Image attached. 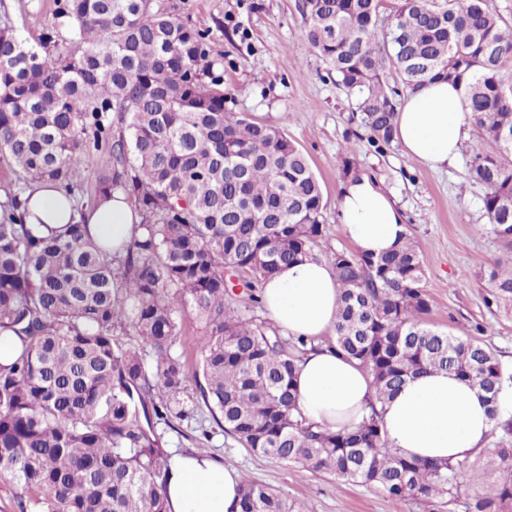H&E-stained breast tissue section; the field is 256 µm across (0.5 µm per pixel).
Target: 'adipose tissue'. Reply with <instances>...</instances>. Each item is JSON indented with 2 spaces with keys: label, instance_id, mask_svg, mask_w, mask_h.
Returning a JSON list of instances; mask_svg holds the SVG:
<instances>
[{
  "label": "adipose tissue",
  "instance_id": "ef3b65f1",
  "mask_svg": "<svg viewBox=\"0 0 512 512\" xmlns=\"http://www.w3.org/2000/svg\"><path fill=\"white\" fill-rule=\"evenodd\" d=\"M462 86L434 80L408 92L396 119V137L407 156L433 169L457 162L469 137ZM23 218L35 226L62 228L85 224L110 241L113 249L128 243L139 214L123 193L79 212L65 194L45 182L26 194ZM339 222L355 250L380 255L407 234L406 218L370 176L360 173L340 188ZM269 318L288 336L315 339L298 365L295 386L302 415L336 431L358 425L375 390L356 361L321 344L332 330L340 288L331 266L307 260L281 267L263 283ZM496 417L484 395L456 376L432 371L409 379L382 410V434L401 454L427 462L460 460L484 448ZM241 475L201 452L175 453L165 480L168 512H239Z\"/></svg>",
  "mask_w": 512,
  "mask_h": 512
}]
</instances>
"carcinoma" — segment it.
<instances>
[{
    "instance_id": "cac0c4a2",
    "label": "carcinoma",
    "mask_w": 512,
    "mask_h": 512,
    "mask_svg": "<svg viewBox=\"0 0 512 512\" xmlns=\"http://www.w3.org/2000/svg\"><path fill=\"white\" fill-rule=\"evenodd\" d=\"M70 46L48 29L32 45L0 27V334L20 346L0 365V476L21 512H166L169 455L153 425L190 417L187 375L172 348L191 306L206 335L193 343L204 402L224 433L252 453L384 492L395 508L455 499L465 462L427 463L387 446L377 412L353 429L303 418L293 380L308 342L226 309L224 268L256 284L281 265L324 259L340 284L328 344L358 362L381 404L406 380L455 373L484 393L492 416L512 373L470 336L430 327L424 260L406 236L390 252L319 251L322 191L305 154L279 129L225 107L206 34L158 0H54ZM302 0L303 37L352 120L377 152L395 141L394 68L415 88L464 86L479 133L467 160L484 185L489 223L512 251V0ZM97 155L93 200L121 191L141 223L123 252L85 224L33 234L19 213L35 182L75 196ZM512 303V254L490 273ZM135 333L151 364L119 337ZM493 494L472 512L512 506V445ZM240 512H299L271 488L243 482Z\"/></svg>"
}]
</instances>
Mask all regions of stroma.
<instances>
[{"label":"stroma","instance_id":"stroma-1","mask_svg":"<svg viewBox=\"0 0 512 512\" xmlns=\"http://www.w3.org/2000/svg\"><path fill=\"white\" fill-rule=\"evenodd\" d=\"M195 29L207 32L214 72L222 79L227 105L274 125L307 156L321 185L328 232L322 249L344 248L348 241L338 221L342 161L373 177L402 208L408 231L421 251L428 322L458 335L483 326V342L512 370V312L492 304L488 273L502 243L482 208L485 187L466 179L465 160L438 173L409 158L400 143L373 152L353 133V101L327 77L324 66L303 39L307 21L302 0H164ZM53 0H0V25L9 24L30 42L44 28L58 27ZM62 40L67 28L58 27ZM192 416L155 427L167 452L211 454L239 470L242 478L264 484L293 501L300 512H393L381 491L346 484L300 466L253 454L227 436L211 418L199 383L187 384ZM476 472L455 500H411L402 512H469L489 496L501 464L487 448L470 460Z\"/></svg>","mask_w":512,"mask_h":512}]
</instances>
